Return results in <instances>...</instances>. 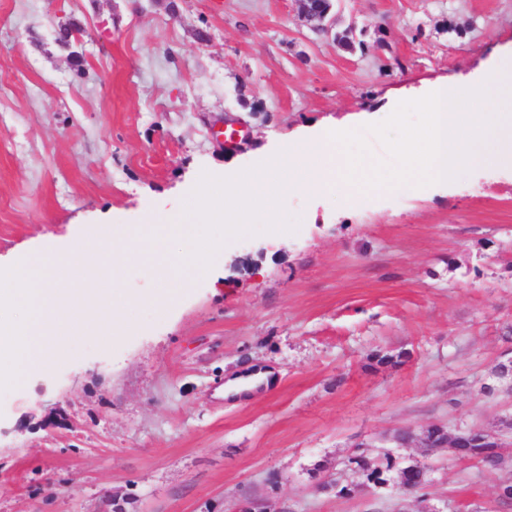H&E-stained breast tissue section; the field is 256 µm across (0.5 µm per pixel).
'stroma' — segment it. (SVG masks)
I'll return each mask as SVG.
<instances>
[{"instance_id": "obj_1", "label": "stroma", "mask_w": 512, "mask_h": 512, "mask_svg": "<svg viewBox=\"0 0 512 512\" xmlns=\"http://www.w3.org/2000/svg\"><path fill=\"white\" fill-rule=\"evenodd\" d=\"M334 9L324 32L296 0H0V269L84 227L166 223L202 173L264 162L303 125L384 120L512 49V0ZM347 30L361 49L337 44ZM485 150L446 185L368 203L284 193L294 230L229 240L170 305L130 263L120 336L62 325L48 369L0 392V512H107L116 494L126 512H512V445L500 472L392 441L512 421V393L482 390L512 358V164ZM257 367L270 385L224 394ZM358 446L396 450L429 486H362Z\"/></svg>"}]
</instances>
